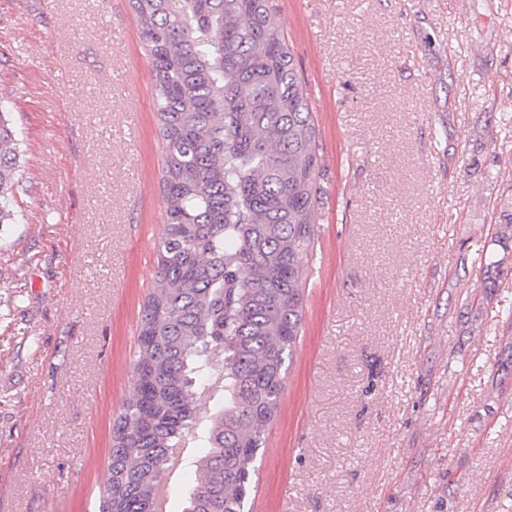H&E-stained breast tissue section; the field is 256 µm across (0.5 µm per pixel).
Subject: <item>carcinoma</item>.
I'll return each instance as SVG.
<instances>
[{"label": "carcinoma", "mask_w": 512, "mask_h": 512, "mask_svg": "<svg viewBox=\"0 0 512 512\" xmlns=\"http://www.w3.org/2000/svg\"><path fill=\"white\" fill-rule=\"evenodd\" d=\"M155 82L166 225L100 512H156L212 368L224 388L183 487L187 512H246L302 326L323 165L311 98L270 0H130ZM16 131L0 113V224Z\"/></svg>", "instance_id": "obj_1"}]
</instances>
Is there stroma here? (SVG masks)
Instances as JSON below:
<instances>
[{
	"label": "stroma",
	"mask_w": 512,
	"mask_h": 512,
	"mask_svg": "<svg viewBox=\"0 0 512 512\" xmlns=\"http://www.w3.org/2000/svg\"><path fill=\"white\" fill-rule=\"evenodd\" d=\"M319 223L251 512H512V0H272ZM0 512H99L166 223L129 0H0ZM0 113V224H12L14 214L9 208L10 195L17 182L16 175L19 168V152L16 131L9 126Z\"/></svg>",
	"instance_id": "stroma-1"
}]
</instances>
